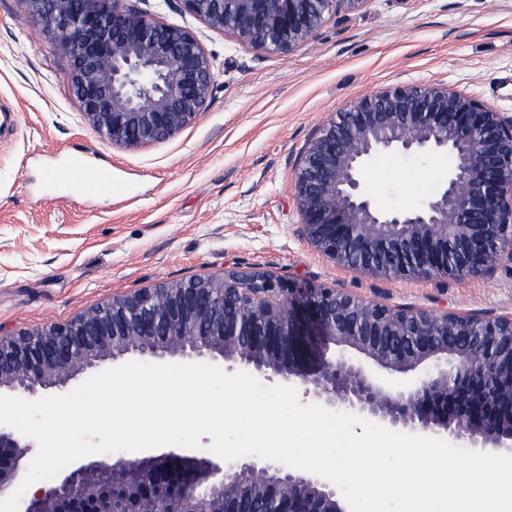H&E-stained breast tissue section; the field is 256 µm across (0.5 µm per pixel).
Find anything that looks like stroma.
<instances>
[{
  "label": "stroma",
  "mask_w": 512,
  "mask_h": 512,
  "mask_svg": "<svg viewBox=\"0 0 512 512\" xmlns=\"http://www.w3.org/2000/svg\"><path fill=\"white\" fill-rule=\"evenodd\" d=\"M215 64L206 112L173 139L134 150L87 129L67 61L22 11L0 0V332L66 321L118 295L222 272L270 270L392 305L512 313V272L451 281L381 279L337 267L300 233L290 185L322 122L397 84L440 82L512 114V0H369L286 57L252 62L223 31L178 8ZM112 175L95 199L45 178L66 156ZM448 172L442 154L380 155L365 174L383 210L419 204Z\"/></svg>",
  "instance_id": "1"
}]
</instances>
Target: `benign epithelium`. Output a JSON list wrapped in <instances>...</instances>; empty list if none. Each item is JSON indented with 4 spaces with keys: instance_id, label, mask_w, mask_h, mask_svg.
Listing matches in <instances>:
<instances>
[{
    "instance_id": "7a95c632",
    "label": "benign epithelium",
    "mask_w": 512,
    "mask_h": 512,
    "mask_svg": "<svg viewBox=\"0 0 512 512\" xmlns=\"http://www.w3.org/2000/svg\"><path fill=\"white\" fill-rule=\"evenodd\" d=\"M68 58L81 118L112 146L174 138L211 98L212 57L165 23L173 4L261 62L304 46L370 0H18ZM444 153L448 174L420 204L384 212L364 172L381 154ZM291 191L300 232L337 266L380 278L456 280L512 270V115L444 83L397 84L332 114L305 147ZM349 347L378 367L328 356ZM128 354L217 360L303 388L325 407L392 429L444 434L512 455V314L394 306L327 283L232 268L145 288L62 324L0 336V391L37 395ZM431 363L432 372L400 385ZM32 444L0 424V499ZM21 512H348L336 486L305 470L175 448L81 464Z\"/></svg>"
}]
</instances>
